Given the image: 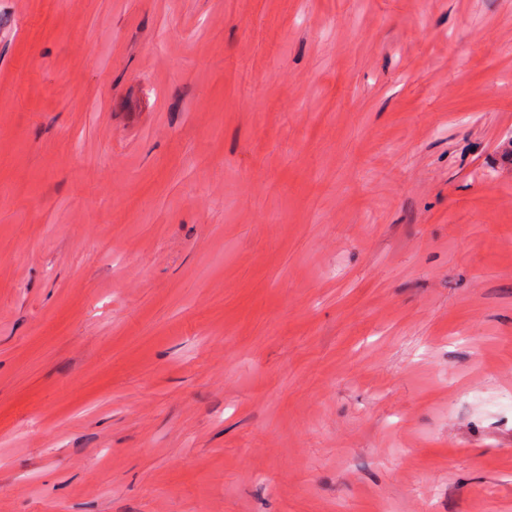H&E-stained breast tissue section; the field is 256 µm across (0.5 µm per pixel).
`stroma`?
Here are the masks:
<instances>
[{"mask_svg": "<svg viewBox=\"0 0 512 512\" xmlns=\"http://www.w3.org/2000/svg\"><path fill=\"white\" fill-rule=\"evenodd\" d=\"M512 0H0V512H512Z\"/></svg>", "mask_w": 512, "mask_h": 512, "instance_id": "1", "label": "stroma"}]
</instances>
